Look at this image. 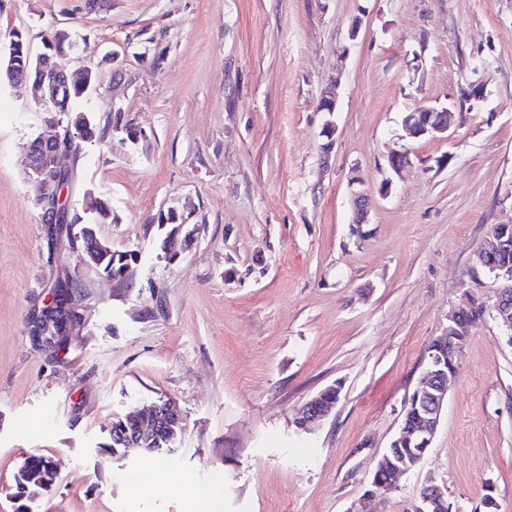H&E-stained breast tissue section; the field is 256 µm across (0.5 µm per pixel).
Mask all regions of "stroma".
<instances>
[{
    "instance_id": "obj_1",
    "label": "stroma",
    "mask_w": 512,
    "mask_h": 512,
    "mask_svg": "<svg viewBox=\"0 0 512 512\" xmlns=\"http://www.w3.org/2000/svg\"><path fill=\"white\" fill-rule=\"evenodd\" d=\"M60 28L77 41L66 64L98 79L96 136L61 159L73 223H46L25 177L31 83L0 84V512L32 456L57 478L28 512H203L214 493L220 512H411L431 479L459 512L489 492L512 512V335L488 316L424 461L366 495L429 342L500 285L476 252L512 224V0H0V37L25 31L37 53ZM463 103L450 137L402 127ZM96 198L111 209L97 236L137 256L125 280L85 264ZM172 209L191 237L173 262ZM67 282V333L34 336ZM334 383L336 409L298 429ZM162 398L183 416L171 450L111 454L113 420ZM362 180L355 172L349 177L348 185L350 188L351 205H352V224H368V208L369 199L357 188L361 185ZM341 398L342 389L339 384L329 385L320 390L296 414L299 428L310 430L315 427L336 408Z\"/></svg>"
}]
</instances>
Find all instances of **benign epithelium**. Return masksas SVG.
Instances as JSON below:
<instances>
[{"mask_svg":"<svg viewBox=\"0 0 512 512\" xmlns=\"http://www.w3.org/2000/svg\"><path fill=\"white\" fill-rule=\"evenodd\" d=\"M67 40H49L44 51L35 55L33 66L36 71L35 88L39 93L38 103L43 105L45 124L57 128L53 136L40 134L27 146L28 177L30 182L40 188L38 200L45 205V220L54 224L68 221V209L62 201V194L68 183V175L58 166L60 155L67 153L65 143L83 137L84 131L90 129L89 119L84 112L70 108L65 111L68 122H63L56 110L55 102L58 87L56 77L59 73L66 76L65 85L76 84L82 90L89 91L93 73L84 70L80 73L69 70L62 61L66 55ZM453 111L449 107L410 110L403 114L402 125L414 138L448 137L452 127ZM361 177L353 174L349 177L352 205V223H368L369 199L358 189ZM84 251L90 267L103 272L108 278L121 280L125 278L135 257L131 253H122L112 248L97 237L93 229L85 228ZM512 249V224H497L493 227L489 241L476 253L477 263L501 279V287L494 299L488 304L495 320L507 332L512 333V265L509 263L490 264L488 260L498 254ZM122 257L121 273L102 271V264L108 256ZM456 309L448 315V328L431 341L427 350L424 376L415 387L414 407L417 423L412 432H401L391 443L396 448L402 443L413 444L418 448L419 457H424L430 448L441 420L446 397L448 381L458 369L462 346L459 343L458 314ZM342 398L341 385L333 384L320 390L308 400L296 414L299 428L309 430L319 424ZM128 418L135 423V430L123 440L125 451H150L152 446L165 437L178 436L183 430V419L178 405L171 400L155 402L148 413L139 410L129 412ZM388 457H382L374 471L369 495L383 493L396 487L397 479L410 472L408 464L395 466L390 470L388 479L382 474L387 470ZM448 500L444 489L436 484L426 485L413 507V512H441Z\"/></svg>","mask_w":512,"mask_h":512,"instance_id":"obj_1","label":"benign epithelium"}]
</instances>
